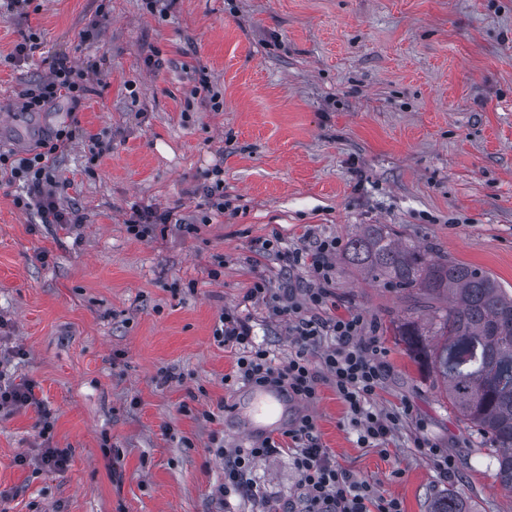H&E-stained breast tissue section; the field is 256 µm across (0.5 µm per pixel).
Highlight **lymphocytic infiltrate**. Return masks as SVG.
Returning <instances> with one entry per match:
<instances>
[{
    "instance_id": "1",
    "label": "lymphocytic infiltrate",
    "mask_w": 512,
    "mask_h": 512,
    "mask_svg": "<svg viewBox=\"0 0 512 512\" xmlns=\"http://www.w3.org/2000/svg\"><path fill=\"white\" fill-rule=\"evenodd\" d=\"M89 88L81 70L67 58H57L49 79L23 95L22 109L38 112L51 101L68 99L79 104ZM73 137L72 129L61 127L42 139L29 156L14 158L0 152V173L9 183L22 187L16 196L19 208L35 213L44 224H68L72 214L60 206L52 185L56 181L53 159ZM341 247L339 239H317L308 248L288 252V264L305 269L312 285L297 290L284 289L272 308L284 318L297 347L287 365L275 368L266 349L254 345L252 328L234 311L222 312L213 337L217 343L239 350L235 379L256 385L282 388L289 398L311 403L318 396L321 381L330 382L345 404L357 441L366 448L385 449L395 430L412 417L410 404L391 412L373 409L371 399L383 389L390 367L374 327L357 312L332 313L328 303L333 295L334 258ZM331 346H323L325 338ZM318 360H311V353ZM290 451L303 490L302 512H403L400 501L378 486L356 480L353 474L333 461L319 444L316 424L307 414H299L283 438H264L247 448L229 450L216 446L214 454L224 462V480L215 490L219 500L248 496V478L253 464L282 451Z\"/></svg>"
}]
</instances>
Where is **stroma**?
I'll return each mask as SVG.
<instances>
[{"label": "stroma", "instance_id": "35a3bbf8", "mask_svg": "<svg viewBox=\"0 0 512 512\" xmlns=\"http://www.w3.org/2000/svg\"><path fill=\"white\" fill-rule=\"evenodd\" d=\"M33 32L37 48L16 57ZM58 56L85 73L81 106L59 98L8 119ZM63 125L74 138L55 160L57 197L81 224L37 223L13 203L18 185L0 181V378L33 380L37 398L0 410V512L300 504L285 453L254 464L255 497L215 498L224 469L212 438L253 439L232 428L251 386L225 384L238 353L213 331L236 311L273 366L287 364V321L244 296L259 279L305 287L282 254L313 238L390 224L512 292V0H32L13 11L0 0V151L31 152ZM93 137L110 146L95 161ZM218 181L220 212L204 196ZM146 205L171 221L138 240L126 221ZM275 233L279 252L259 253ZM335 265L333 312L372 323L391 366L374 406L410 402L423 430L401 426L384 455L360 447L324 383L315 403H288L277 431L311 414L332 459L404 512H431L444 493L469 512H512L476 434L393 334L422 299ZM418 435L453 460L450 475L415 448ZM48 445L68 450V469L37 468Z\"/></svg>", "mask_w": 512, "mask_h": 512}]
</instances>
